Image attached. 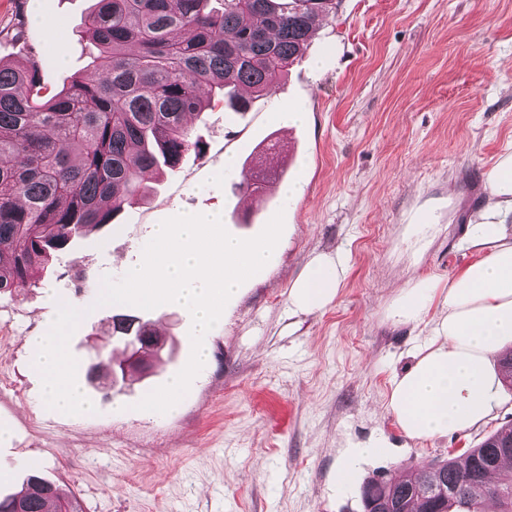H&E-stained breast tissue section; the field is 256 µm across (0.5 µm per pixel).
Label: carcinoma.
Here are the masks:
<instances>
[{"label": "carcinoma", "mask_w": 512, "mask_h": 512, "mask_svg": "<svg viewBox=\"0 0 512 512\" xmlns=\"http://www.w3.org/2000/svg\"><path fill=\"white\" fill-rule=\"evenodd\" d=\"M338 0H96L85 22L92 66L69 86L40 95L39 63H0V291L24 288L71 241L110 224L140 185L200 150L185 117L201 90L223 91L244 112L239 87L267 94L301 56L320 17ZM112 332L159 345L149 323L112 316ZM512 427L460 457L377 477L362 487L364 508L387 501L405 512H512V482L490 476L512 449ZM80 512L76 497L32 474L0 497V512Z\"/></svg>", "instance_id": "obj_1"}]
</instances>
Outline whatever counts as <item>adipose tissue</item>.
Listing matches in <instances>:
<instances>
[{
	"instance_id": "obj_1",
	"label": "adipose tissue",
	"mask_w": 512,
	"mask_h": 512,
	"mask_svg": "<svg viewBox=\"0 0 512 512\" xmlns=\"http://www.w3.org/2000/svg\"><path fill=\"white\" fill-rule=\"evenodd\" d=\"M477 240L488 253L449 278L447 287L422 279L404 284L391 306V318L404 324L420 321L431 303L441 306L430 335L415 346L412 364L392 377L385 404L415 440L482 424L498 385L489 360L512 353V237L486 221ZM346 275L343 254L314 255L290 286L291 306L302 313L324 309Z\"/></svg>"
}]
</instances>
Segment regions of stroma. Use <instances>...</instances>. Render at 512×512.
Returning a JSON list of instances; mask_svg holds the SVG:
<instances>
[{"instance_id":"1","label":"stroma","mask_w":512,"mask_h":512,"mask_svg":"<svg viewBox=\"0 0 512 512\" xmlns=\"http://www.w3.org/2000/svg\"><path fill=\"white\" fill-rule=\"evenodd\" d=\"M92 6L0 0V62L35 55L56 92L74 74L92 76ZM288 108L304 119L285 129L276 115ZM186 124L202 153L188 152L118 223L58 253L35 283L0 291L1 496L37 474L72 491L83 512H364L368 480L463 453L512 423L504 383L482 425L426 441L385 411L392 376L440 311L394 323L400 287H447L482 256L473 240L483 221L512 232V205L484 211L490 174L512 154V0H341L270 94L239 113L213 102ZM274 152L300 194L245 203L225 159L263 169ZM213 211L239 239L283 213L277 258L228 301L178 406L138 410L188 362L192 317L177 305L96 306L101 280L141 261L155 224ZM336 251L348 264L337 299L293 313L288 291L304 262ZM68 300L86 311L68 349L92 414L46 406L29 345ZM115 314L157 325L166 343L146 372L112 385L128 357ZM372 445L380 454L364 455Z\"/></svg>"}]
</instances>
